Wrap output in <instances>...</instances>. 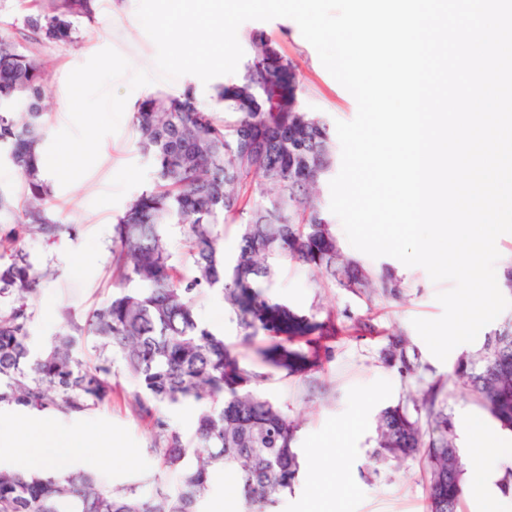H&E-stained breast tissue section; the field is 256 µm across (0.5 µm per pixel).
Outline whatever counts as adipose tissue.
I'll use <instances>...</instances> for the list:
<instances>
[{
	"mask_svg": "<svg viewBox=\"0 0 512 512\" xmlns=\"http://www.w3.org/2000/svg\"><path fill=\"white\" fill-rule=\"evenodd\" d=\"M43 423V414L36 412L24 414L19 421L0 417V454L10 455L21 467L34 470L42 469L54 458L67 465L82 454L86 444L83 432L62 423L50 437Z\"/></svg>",
	"mask_w": 512,
	"mask_h": 512,
	"instance_id": "obj_1",
	"label": "adipose tissue"
}]
</instances>
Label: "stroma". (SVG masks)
Listing matches in <instances>:
<instances>
[{"label":"stroma","mask_w":512,"mask_h":512,"mask_svg":"<svg viewBox=\"0 0 512 512\" xmlns=\"http://www.w3.org/2000/svg\"><path fill=\"white\" fill-rule=\"evenodd\" d=\"M137 3L99 0L94 20L79 22L80 42L36 49L35 56L48 74L45 123L49 133H57L69 123V73L100 50L114 48L133 68L154 72L156 47L136 17ZM256 26L298 63L299 100L304 110L324 114L332 121L355 117L354 97L325 69L293 20L276 18L257 25L247 21L242 28L247 31ZM188 86L194 88L199 104L215 108L213 84L202 83L190 74L172 81L158 79L134 90L129 89L127 79L113 83L114 92L128 95L129 109L118 132L103 139L97 162L82 178L55 188L54 210L77 224L76 235L52 245L39 240L26 244L35 266H48L55 272L43 282L33 301L34 348L44 347L61 331L65 315L82 320L92 307L104 304L114 293L110 271L114 219L132 196L155 180L153 165L136 148L130 108L153 92L178 94ZM365 263L373 268L384 263L393 267L408 284L405 295L398 300H370L339 288H321L307 268L287 260L278 263L266 290L269 301L311 321L331 320L336 324L334 334L314 342H289V349L306 357L305 365L297 371L258 355V348L272 345L273 337L243 340L221 294H210L196 307L198 321L234 345L244 370L243 387L287 405L289 418L299 424V478L292 493L279 502L277 512H424L427 495L421 465L382 466L371 456L377 411L418 390L417 384L406 383L381 360L389 337L399 333L415 350L426 381L443 383L458 448L469 447L475 428L494 443L487 458V481L480 489L466 491L463 512H512V496L503 495L496 486L504 468L512 466V431L501 428L467 394L457 372L459 359L478 350V343L459 345L441 361L412 325L416 318L441 316L443 308L436 295L447 290V283L432 282L425 269L405 266L392 257L385 261L369 257ZM359 319L370 320L375 333L355 332L353 323ZM116 382L111 402L87 416L97 431L112 435L111 446H103L96 439L89 448L91 454L111 456V469L101 473L111 486L144 480L157 470L147 425L129 408L137 385L122 372ZM129 455L136 459L131 467L125 464Z\"/></svg>","instance_id":"stroma-1"}]
</instances>
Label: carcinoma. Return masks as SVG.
Returning a JSON list of instances; mask_svg holds the SVG:
<instances>
[{
    "label": "carcinoma",
    "instance_id": "carcinoma-1",
    "mask_svg": "<svg viewBox=\"0 0 512 512\" xmlns=\"http://www.w3.org/2000/svg\"><path fill=\"white\" fill-rule=\"evenodd\" d=\"M98 0H42L25 16V37L75 43L78 20L94 18ZM252 52L237 78L214 88L224 115L201 107L191 88L156 92L132 112L139 152L154 183L133 196L112 227V280L120 291L40 350L31 342L30 299L50 271L29 260L26 242L54 244L76 233L51 210L54 188L43 165L46 71L0 30V156L19 170V204L0 189V216L17 215L0 235V405L79 416L112 400L114 357L138 384L130 406L149 422L158 470L155 491L109 487L84 470L64 476L0 467V512H205L217 472L237 481L247 512H274L299 477L298 424L288 409L258 391L238 390L242 369L224 338L196 319L197 301L214 290L233 311L244 340L258 334L314 336L324 324L295 317L267 299L275 264L295 262L323 286L385 298L404 294L395 269L364 267L346 254L322 203L319 184L338 153L327 118L302 109L298 68L262 30L246 35ZM185 229L184 251L168 230ZM238 248L224 258V230ZM93 339L95 352L81 347ZM382 359L404 379L418 376L416 354L395 336ZM479 404L512 431V319L457 366ZM434 381L420 397L387 406L375 420L372 456L399 463L424 456L429 512H461L467 469L456 446L452 413ZM190 406L186 436L160 411Z\"/></svg>",
    "mask_w": 512,
    "mask_h": 512
}]
</instances>
